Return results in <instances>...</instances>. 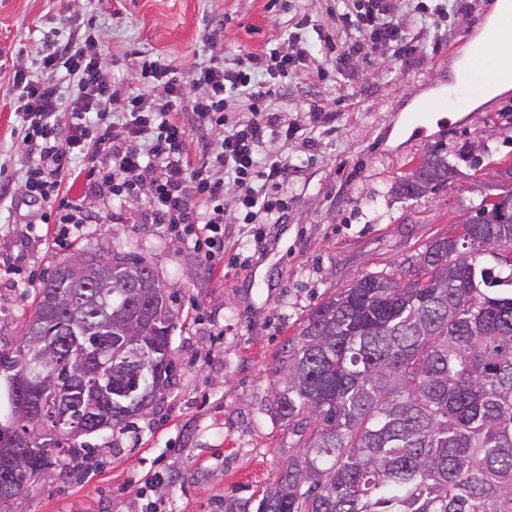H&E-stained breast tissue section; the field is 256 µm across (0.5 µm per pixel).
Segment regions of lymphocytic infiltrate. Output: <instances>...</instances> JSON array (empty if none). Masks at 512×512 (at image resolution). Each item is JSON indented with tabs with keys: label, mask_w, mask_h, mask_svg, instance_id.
<instances>
[{
	"label": "lymphocytic infiltrate",
	"mask_w": 512,
	"mask_h": 512,
	"mask_svg": "<svg viewBox=\"0 0 512 512\" xmlns=\"http://www.w3.org/2000/svg\"><path fill=\"white\" fill-rule=\"evenodd\" d=\"M336 21L355 26L361 35L337 54L340 71L348 70L361 52L363 38L391 47L407 38L399 0H354ZM36 54L43 67L64 69L75 91L66 95L53 81L14 72L10 89L20 122V150L27 158L24 188L14 205L41 208L42 223H58L66 235L90 221L86 198L142 199L147 218L192 247L210 268L224 261L225 180L236 187L242 223H254L261 214L269 223L279 221L277 193L285 173L280 145L297 130L280 125L270 103L278 83L310 63L306 51L271 48L273 64L262 81L253 74L259 61L255 54L233 67L211 60L188 69L146 55L138 63L136 90L124 97L113 94L103 57L91 40L46 41ZM199 85L206 93L196 106L198 124L218 130L219 138L196 151L182 119V102ZM239 96L252 101L250 114L226 125V101ZM62 112L73 118L65 137L56 120ZM76 155L89 162L85 194L65 200L61 180L72 174Z\"/></svg>",
	"instance_id": "1"
}]
</instances>
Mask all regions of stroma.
I'll return each instance as SVG.
<instances>
[{
  "mask_svg": "<svg viewBox=\"0 0 512 512\" xmlns=\"http://www.w3.org/2000/svg\"><path fill=\"white\" fill-rule=\"evenodd\" d=\"M266 2L0 0V48L38 76L35 46L69 33L70 20L94 19L117 95L132 91L141 55L187 68L220 57L232 66L269 42H287L304 17L301 36L314 54L271 103L282 122L301 130L281 150L285 214L264 225L259 242L227 210L223 270L201 265L192 249L145 223L142 201H92L94 223L52 248L54 225L24 224L9 200H0V347L19 342L36 283L75 254L143 257L178 296L175 377L156 409L121 430L81 437L91 459L34 483L15 512H224L225 499L261 495L294 444L270 413L285 344L321 300L363 275L392 273L446 233L512 165V90L458 112L436 139L413 136L407 120L450 81V47L476 37L493 0L449 6L448 24L438 29L418 12L434 0H416L405 13V53L371 46L343 73L336 53L357 32L337 27L336 15L349 0H278L270 10ZM11 69L0 66V183L15 184L26 162L17 149ZM326 103L336 106L332 133L313 125V105ZM435 148L451 168L447 183L402 195L400 180Z\"/></svg>",
  "mask_w": 512,
  "mask_h": 512,
  "instance_id": "35a3bbf8",
  "label": "stroma"
}]
</instances>
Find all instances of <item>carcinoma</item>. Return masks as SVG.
<instances>
[{
  "label": "carcinoma",
  "instance_id": "cac0c4a2",
  "mask_svg": "<svg viewBox=\"0 0 512 512\" xmlns=\"http://www.w3.org/2000/svg\"><path fill=\"white\" fill-rule=\"evenodd\" d=\"M419 178L439 187L451 169L432 150ZM482 200L460 234L438 236L390 275H364L319 302L284 352L273 418L295 438L274 482L225 512H512V184ZM15 367L37 348L35 326L57 337L45 357V411L10 434L57 468L82 455L53 419L110 430L153 410L171 385L178 296L145 259L79 255L35 289ZM131 356L112 372V400L89 413L74 378L107 347Z\"/></svg>",
  "mask_w": 512,
  "mask_h": 512
}]
</instances>
